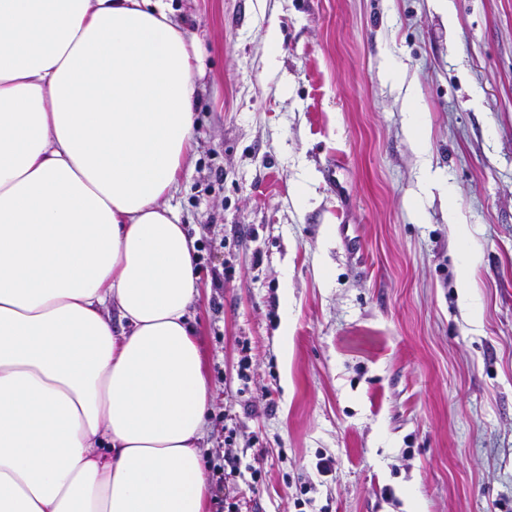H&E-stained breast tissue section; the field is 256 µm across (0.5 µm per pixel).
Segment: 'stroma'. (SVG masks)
<instances>
[{"instance_id": "obj_1", "label": "stroma", "mask_w": 512, "mask_h": 512, "mask_svg": "<svg viewBox=\"0 0 512 512\" xmlns=\"http://www.w3.org/2000/svg\"><path fill=\"white\" fill-rule=\"evenodd\" d=\"M171 8L202 60L169 204L203 462L259 473L228 490L248 512H512V0Z\"/></svg>"}]
</instances>
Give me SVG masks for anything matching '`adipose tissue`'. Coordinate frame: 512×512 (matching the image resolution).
<instances>
[{
	"instance_id": "ef3b65f1",
	"label": "adipose tissue",
	"mask_w": 512,
	"mask_h": 512,
	"mask_svg": "<svg viewBox=\"0 0 512 512\" xmlns=\"http://www.w3.org/2000/svg\"><path fill=\"white\" fill-rule=\"evenodd\" d=\"M200 70L166 0H0V512H208Z\"/></svg>"
}]
</instances>
